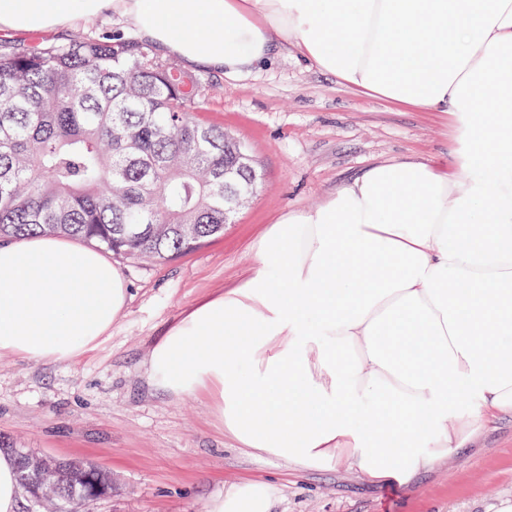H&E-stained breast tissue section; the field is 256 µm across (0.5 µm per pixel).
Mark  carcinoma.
<instances>
[{"label": "carcinoma", "mask_w": 512, "mask_h": 512, "mask_svg": "<svg viewBox=\"0 0 512 512\" xmlns=\"http://www.w3.org/2000/svg\"><path fill=\"white\" fill-rule=\"evenodd\" d=\"M203 92L136 40L0 45V242L60 234L163 262L224 235L237 147L224 127L185 120ZM56 466L78 493L106 481Z\"/></svg>", "instance_id": "1"}]
</instances>
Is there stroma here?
<instances>
[{
  "mask_svg": "<svg viewBox=\"0 0 512 512\" xmlns=\"http://www.w3.org/2000/svg\"><path fill=\"white\" fill-rule=\"evenodd\" d=\"M135 38L115 16L47 32L0 30V44L67 42L74 31ZM210 87L196 117L235 135L262 182L222 237L165 262L113 257L131 300L109 336L65 362L0 354V436L40 458L89 463L112 478L109 496L70 512H208L225 484L266 479L272 512H497L512 502V420L408 484L371 483L345 463L299 470L225 438L198 399H177L148 381L153 341L197 300L239 281L250 245L285 212L321 203L376 162L417 156L450 170L449 113L368 96L321 72L292 46L248 72L196 68Z\"/></svg>",
  "mask_w": 512,
  "mask_h": 512,
  "instance_id": "1",
  "label": "stroma"
}]
</instances>
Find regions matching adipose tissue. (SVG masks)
I'll list each match as a JSON object with an SVG mask.
<instances>
[{
    "mask_svg": "<svg viewBox=\"0 0 512 512\" xmlns=\"http://www.w3.org/2000/svg\"><path fill=\"white\" fill-rule=\"evenodd\" d=\"M112 13L190 65L230 74L271 34L364 93L453 113L454 174L377 163L252 245L235 286L153 342L149 380L206 402L224 434L299 469L411 482L512 417V0H0V28ZM130 300L102 252L49 235L0 244V354L67 361ZM225 486L208 512H270Z\"/></svg>",
    "mask_w": 512,
    "mask_h": 512,
    "instance_id": "adipose-tissue-1",
    "label": "adipose tissue"
}]
</instances>
